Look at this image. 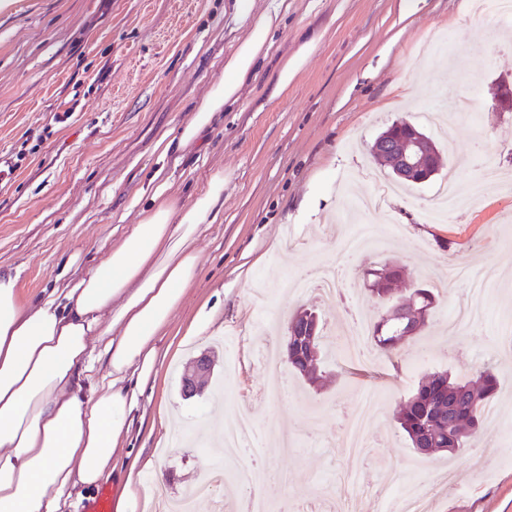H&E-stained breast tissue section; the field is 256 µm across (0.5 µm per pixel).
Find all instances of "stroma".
<instances>
[{"mask_svg": "<svg viewBox=\"0 0 512 512\" xmlns=\"http://www.w3.org/2000/svg\"><path fill=\"white\" fill-rule=\"evenodd\" d=\"M227 3L18 0L15 13L0 15V272L17 276L25 303L76 284L104 261L158 187L185 204L212 172L224 173L197 277L157 340V374L129 382L137 405L112 457L113 493L136 458L142 482L164 472L169 497H181L222 442L216 418L229 426L245 412L252 445L224 460L218 499L196 512H230L237 473L250 467L276 474L267 495L276 512H300L318 497L327 512L348 500L354 512H390L413 482L450 470L458 489L429 493L425 512H512V202L490 183L479 208L441 223L426 216L449 177L462 185L491 165L512 178V111L492 95L512 83V23L475 14L471 0H255L256 10L277 6L282 14L255 77L195 141L161 153L158 141L173 138L224 76L242 35ZM302 49L303 66L276 93L280 69ZM452 95L471 99L473 111L429 126L425 113L447 107ZM401 120L442 146L439 172L385 196L380 213H360L373 244L354 255L342 287L349 306L381 314L366 273L389 263L402 271L397 295L415 285L438 294L427 328L370 365L357 356L371 346L342 333L339 307L312 290L277 287L283 276L339 262L334 222L352 209L355 190L394 184L369 148ZM452 266L495 272L483 317L459 338L449 334L448 316L467 301L469 282L449 280ZM302 308L324 323L328 381L317 388L287 368V397L269 400L253 351L266 336H285ZM215 319L222 332L208 329ZM203 353L213 377L203 395L183 398L182 367ZM483 361L500 379L497 417L484 423L488 443L416 456L394 411L425 374L467 377ZM368 389L387 397L368 430L373 452L362 460L337 439L345 409ZM389 469L402 476L386 486Z\"/></svg>", "mask_w": 512, "mask_h": 512, "instance_id": "stroma-1", "label": "stroma"}]
</instances>
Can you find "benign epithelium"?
I'll use <instances>...</instances> for the list:
<instances>
[{"mask_svg":"<svg viewBox=\"0 0 512 512\" xmlns=\"http://www.w3.org/2000/svg\"><path fill=\"white\" fill-rule=\"evenodd\" d=\"M372 155L391 160V171L400 179L416 184L428 181L436 174V148L432 140L407 121L396 122L384 130L370 147ZM411 309L418 320H428L430 307H419L411 295L389 305L384 322L397 319ZM212 371L211 359L202 354L188 361L182 374V395L186 399L203 394Z\"/></svg>","mask_w":512,"mask_h":512,"instance_id":"obj_1","label":"benign epithelium"}]
</instances>
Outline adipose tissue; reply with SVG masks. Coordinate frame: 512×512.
Instances as JSON below:
<instances>
[{
  "label": "adipose tissue",
  "mask_w": 512,
  "mask_h": 512,
  "mask_svg": "<svg viewBox=\"0 0 512 512\" xmlns=\"http://www.w3.org/2000/svg\"><path fill=\"white\" fill-rule=\"evenodd\" d=\"M254 6L232 0L244 34L179 144L237 101L279 28V9ZM223 193L220 170L191 203L157 191L104 262L39 304L24 303L16 276L0 273V512H65L72 489L111 473L136 405L126 381L154 374L157 338L198 274L199 242Z\"/></svg>",
  "instance_id": "obj_1"
}]
</instances>
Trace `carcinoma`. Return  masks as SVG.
Listing matches in <instances>:
<instances>
[{
  "instance_id": "carcinoma-1",
  "label": "carcinoma",
  "mask_w": 512,
  "mask_h": 512,
  "mask_svg": "<svg viewBox=\"0 0 512 512\" xmlns=\"http://www.w3.org/2000/svg\"><path fill=\"white\" fill-rule=\"evenodd\" d=\"M377 287L370 293L377 303H386L393 291L397 271L384 267L376 271ZM380 322L373 324L372 348L381 354L395 353L399 345L390 335L377 336ZM288 366L311 384L323 379L321 339L314 350L288 349ZM495 367L484 364L476 369V380L454 378L446 371H435L419 380L411 395L394 413L397 429L412 448L425 456L439 452L456 453L483 435V415L491 409L498 390Z\"/></svg>"
}]
</instances>
